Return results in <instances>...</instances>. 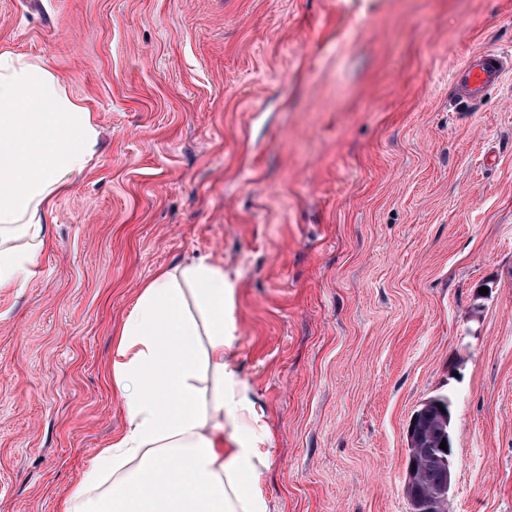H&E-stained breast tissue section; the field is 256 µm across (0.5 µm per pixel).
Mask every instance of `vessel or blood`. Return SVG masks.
Listing matches in <instances>:
<instances>
[{"instance_id":"1","label":"vessel or blood","mask_w":512,"mask_h":512,"mask_svg":"<svg viewBox=\"0 0 512 512\" xmlns=\"http://www.w3.org/2000/svg\"><path fill=\"white\" fill-rule=\"evenodd\" d=\"M512 70V53L483 50L472 54L455 75V93L464 103L476 104L485 90Z\"/></svg>"}]
</instances>
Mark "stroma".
Here are the masks:
<instances>
[{"instance_id":"1","label":"stroma","mask_w":512,"mask_h":512,"mask_svg":"<svg viewBox=\"0 0 512 512\" xmlns=\"http://www.w3.org/2000/svg\"><path fill=\"white\" fill-rule=\"evenodd\" d=\"M101 128L0 290V512H58L126 425L107 369L157 271L236 288L270 512H409L407 431L452 400L449 512H512V0H0ZM512 70V53L483 50L472 54L455 74V93L464 103L475 105L485 90L497 85Z\"/></svg>"}]
</instances>
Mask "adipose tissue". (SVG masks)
<instances>
[{"label": "adipose tissue", "mask_w": 512, "mask_h": 512, "mask_svg": "<svg viewBox=\"0 0 512 512\" xmlns=\"http://www.w3.org/2000/svg\"><path fill=\"white\" fill-rule=\"evenodd\" d=\"M93 112L41 59L0 53V289L19 288L49 245L51 199L89 167ZM235 290L199 258L141 289L108 373L126 429L101 449L60 512H268L263 427L234 365Z\"/></svg>", "instance_id": "ef3b65f1"}]
</instances>
